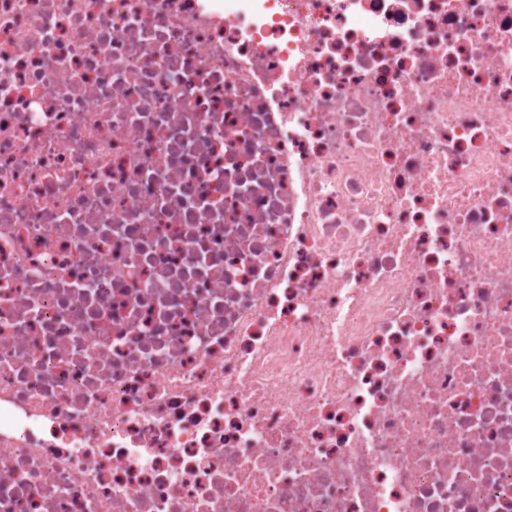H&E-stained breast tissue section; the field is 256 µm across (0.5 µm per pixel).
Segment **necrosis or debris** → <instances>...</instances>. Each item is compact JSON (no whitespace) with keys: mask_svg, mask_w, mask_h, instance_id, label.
<instances>
[{"mask_svg":"<svg viewBox=\"0 0 512 512\" xmlns=\"http://www.w3.org/2000/svg\"><path fill=\"white\" fill-rule=\"evenodd\" d=\"M0 512H512V0H0Z\"/></svg>","mask_w":512,"mask_h":512,"instance_id":"4bbe7bcc","label":"necrosis or debris"}]
</instances>
